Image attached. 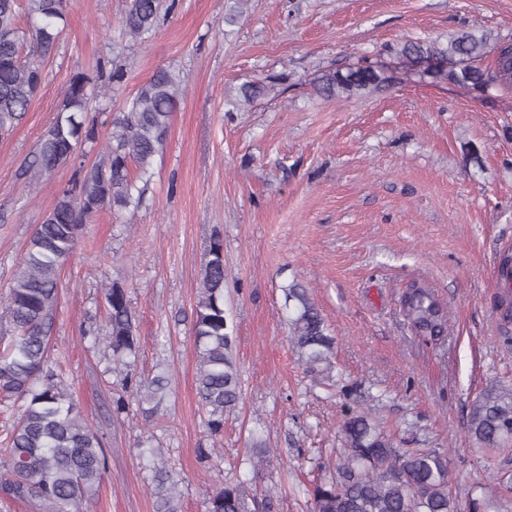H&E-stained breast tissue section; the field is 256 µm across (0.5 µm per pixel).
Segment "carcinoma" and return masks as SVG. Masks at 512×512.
<instances>
[{
    "mask_svg": "<svg viewBox=\"0 0 512 512\" xmlns=\"http://www.w3.org/2000/svg\"><path fill=\"white\" fill-rule=\"evenodd\" d=\"M64 0H27L30 29L19 27L17 0H0V134L8 133L29 111L43 81V61L51 53L65 21ZM176 0H129L123 34L141 39L152 33L160 13L174 10ZM496 51V67L482 59ZM398 54L429 63H447L433 71L451 82L484 87L512 73V44L490 45L484 34L466 31L447 42L406 41ZM386 78L371 66L330 69L317 92L324 98H352L379 88ZM181 94L180 82L166 68L157 69L112 119L109 141L91 166L79 164L70 185L36 225L23 263L7 294L10 336L0 351V391L24 400L21 414L3 439L8 472L0 475L6 500L34 504L40 512H79L91 499L106 469L102 438L81 414L68 386L49 358V339L59 301L60 272L74 252L87 219L106 208L115 213L135 208L134 178L150 180L155 156L163 149ZM95 97L90 79L78 73L64 91L57 115L37 151L25 163L30 182L70 161L73 150L97 142L88 104ZM224 248L213 242L205 260L195 309L196 391L216 435L224 429V411L240 396L239 373L231 355L233 337L224 316ZM293 303L290 341L312 373L331 370L335 337L297 283L285 289ZM109 307L107 339L115 364L129 367L136 353L135 316L126 290L114 281L106 290ZM409 324L437 341L448 328L445 305L426 285L412 284L402 298ZM125 393L144 404H160V380L143 383L124 377ZM467 438L480 450L512 444V385H494L473 401ZM342 448L331 478L312 491L314 512H460L452 497L448 454L432 448H402L368 411L345 415ZM155 512H177L167 472L155 471ZM209 512H259L257 492L226 484L210 498ZM466 512H508L505 502L483 494L468 496Z\"/></svg>",
    "mask_w": 512,
    "mask_h": 512,
    "instance_id": "1",
    "label": "carcinoma"
}]
</instances>
